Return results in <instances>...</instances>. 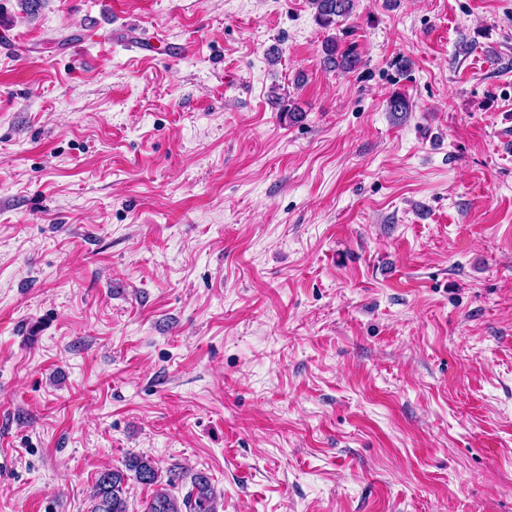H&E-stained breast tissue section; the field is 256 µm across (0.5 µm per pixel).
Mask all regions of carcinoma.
Wrapping results in <instances>:
<instances>
[{
    "mask_svg": "<svg viewBox=\"0 0 512 512\" xmlns=\"http://www.w3.org/2000/svg\"><path fill=\"white\" fill-rule=\"evenodd\" d=\"M315 8L317 23L328 28L336 24V19H346L355 8V0H311ZM323 63L329 69L350 73L358 69L360 57L350 50H339L335 37L323 43ZM409 99L397 92L389 96L387 110L393 114L410 111ZM125 470L104 469L98 473L91 495L93 506L90 512H130L125 483L129 478L155 487L152 496L145 502L140 512H217V497L209 477L196 473L191 480V488L180 498L173 495L170 488L182 478L177 469L169 471L167 480H161L152 460L144 455L131 454L124 463Z\"/></svg>",
    "mask_w": 512,
    "mask_h": 512,
    "instance_id": "1",
    "label": "carcinoma"
}]
</instances>
